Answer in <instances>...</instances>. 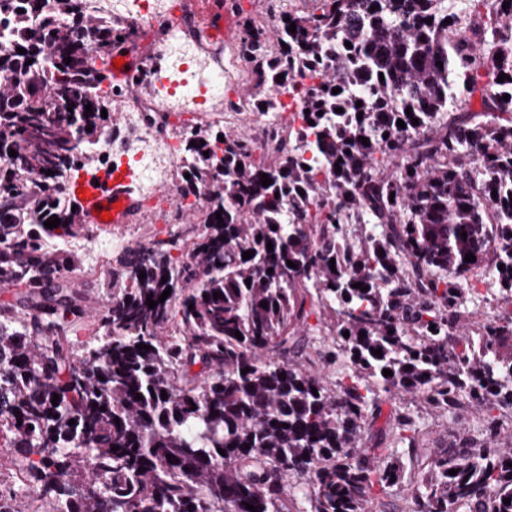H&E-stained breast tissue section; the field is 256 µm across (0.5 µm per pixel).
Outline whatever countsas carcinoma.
<instances>
[{
	"mask_svg": "<svg viewBox=\"0 0 512 512\" xmlns=\"http://www.w3.org/2000/svg\"><path fill=\"white\" fill-rule=\"evenodd\" d=\"M317 2L248 29L268 127L188 129L177 212L205 219L174 253L130 254L78 353L65 175L101 161L125 25L83 0H0V284L25 288L0 307V444L22 475L0 512H512L495 415L512 312L459 339L462 273L492 272L512 305V0ZM396 395L480 409L481 438L432 452L413 416L383 414Z\"/></svg>",
	"mask_w": 512,
	"mask_h": 512,
	"instance_id": "obj_1",
	"label": "carcinoma"
}]
</instances>
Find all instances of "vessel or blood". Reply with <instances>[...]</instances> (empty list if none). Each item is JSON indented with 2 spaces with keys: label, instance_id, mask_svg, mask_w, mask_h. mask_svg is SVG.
I'll list each match as a JSON object with an SVG mask.
<instances>
[{
  "label": "vessel or blood",
  "instance_id": "obj_1",
  "mask_svg": "<svg viewBox=\"0 0 512 512\" xmlns=\"http://www.w3.org/2000/svg\"><path fill=\"white\" fill-rule=\"evenodd\" d=\"M176 19L190 36L205 32L228 38L235 32V21L225 10L224 0H178ZM119 80L124 97L140 98L153 92L152 84L141 80L136 70L125 71ZM79 204L87 224L99 223L105 211L112 214L114 223L127 224L143 217L146 207L136 182L118 174L101 179L99 184L87 185L86 196Z\"/></svg>",
  "mask_w": 512,
  "mask_h": 512
}]
</instances>
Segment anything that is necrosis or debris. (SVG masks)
<instances>
[{
  "label": "necrosis or debris",
  "instance_id": "obj_1",
  "mask_svg": "<svg viewBox=\"0 0 512 512\" xmlns=\"http://www.w3.org/2000/svg\"><path fill=\"white\" fill-rule=\"evenodd\" d=\"M88 12L132 20L162 51L166 71L173 76L166 103L150 99L123 106V136L105 134L99 153L106 166L131 173L146 195L171 184L180 160L181 140L159 135L156 128L172 108L196 101L202 120L224 117L225 86L250 80L252 71L243 53V40L222 42L208 36L181 40L167 0H85Z\"/></svg>",
  "mask_w": 512,
  "mask_h": 512
}]
</instances>
